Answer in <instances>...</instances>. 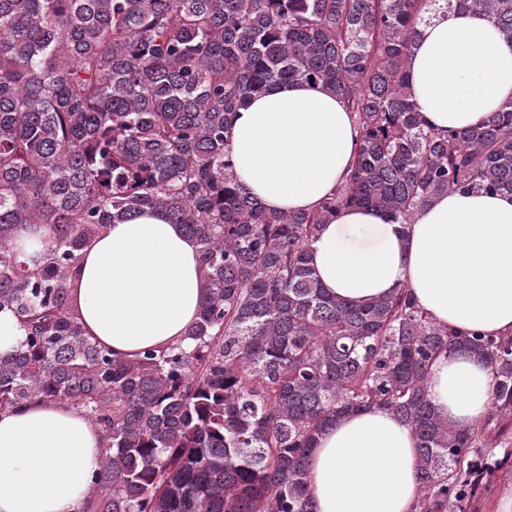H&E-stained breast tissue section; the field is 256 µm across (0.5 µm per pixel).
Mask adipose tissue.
<instances>
[{
    "label": "adipose tissue",
    "instance_id": "ef3b65f1",
    "mask_svg": "<svg viewBox=\"0 0 512 512\" xmlns=\"http://www.w3.org/2000/svg\"><path fill=\"white\" fill-rule=\"evenodd\" d=\"M408 91L427 122L477 124L512 100V48L487 18L468 11L422 26ZM357 141L345 102L307 83L274 86L237 112L234 171L270 211L310 210L346 175ZM311 266L338 298L362 301L407 286L443 325L512 332V195L452 192L419 212L408 233L385 212L341 211L310 247ZM84 331L113 353L186 344L205 294L199 247L164 214L115 223L76 268ZM486 364L440 355L430 398L451 422L487 410ZM101 434L82 412L53 403L0 411V512H80L100 461ZM417 443L391 413L371 408L319 435L308 492L317 512H414Z\"/></svg>",
    "mask_w": 512,
    "mask_h": 512
}]
</instances>
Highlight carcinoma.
<instances>
[{"instance_id":"1","label":"carcinoma","mask_w":512,"mask_h":512,"mask_svg":"<svg viewBox=\"0 0 512 512\" xmlns=\"http://www.w3.org/2000/svg\"><path fill=\"white\" fill-rule=\"evenodd\" d=\"M488 18L512 47V0H0V411L74 406L103 447L81 512H316L322 429L376 407L417 442V512H471L512 433V334L441 326L400 287L355 302L309 263L320 227L370 207L407 233L452 192L512 194V101L436 130L410 99L420 27ZM342 98L358 131L346 179L310 211L271 212L240 184L229 138L281 82ZM163 213L197 242L193 348L124 359L85 335L74 270L109 225ZM42 227L33 267L11 245ZM471 352L491 374L484 420L436 413L432 366ZM23 340L17 319L9 311L0 312V354L12 351Z\"/></svg>"}]
</instances>
